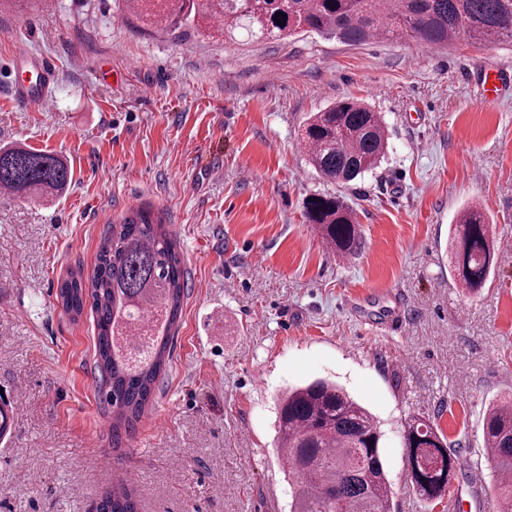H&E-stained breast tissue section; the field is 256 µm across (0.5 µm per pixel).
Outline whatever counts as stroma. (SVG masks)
I'll return each instance as SVG.
<instances>
[{
	"label": "stroma",
	"mask_w": 512,
	"mask_h": 512,
	"mask_svg": "<svg viewBox=\"0 0 512 512\" xmlns=\"http://www.w3.org/2000/svg\"><path fill=\"white\" fill-rule=\"evenodd\" d=\"M20 44L54 64L50 111L13 101ZM488 66L508 77L482 105ZM347 97L380 112L389 140L377 169L338 185L309 166L301 129ZM0 146L73 171L57 196L0 195V512H94L120 487L139 512H289L278 402L316 379L380 421L394 512H426L405 476L411 416L481 470H457L456 512H497L482 425L512 392V47L228 40L147 28L122 0H21L0 8ZM316 194L353 209L358 253L331 252L308 224ZM468 205L502 241L476 296L448 255ZM142 207L164 214L190 288L169 373L116 446L93 319L63 314L56 289L92 272L109 224ZM95 455L110 467L88 466Z\"/></svg>",
	"instance_id": "35a3bbf8"
}]
</instances>
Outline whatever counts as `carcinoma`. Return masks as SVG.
<instances>
[{
	"mask_svg": "<svg viewBox=\"0 0 512 512\" xmlns=\"http://www.w3.org/2000/svg\"><path fill=\"white\" fill-rule=\"evenodd\" d=\"M128 10L157 30L204 23L235 39H285L300 32L360 44L375 38L443 46L455 40L512 45V0H127ZM286 16L282 24L275 14ZM302 142L323 180L350 182L375 169L388 147L380 113L349 98L311 114ZM72 169L59 156L0 148V188L32 198L64 189ZM306 219L341 255L362 243L361 225L338 196L318 194ZM455 281L471 295L488 279L498 241L482 209L467 206L449 230ZM188 282L175 240L162 217L136 210L108 227L93 272L79 270L59 285L62 311L95 322L98 394L112 412V439L134 436L172 357V331ZM407 477L417 496L435 507L450 492L457 450L431 421L401 426ZM379 421L343 387L316 380L294 387L278 405V447L288 452L290 512H391L392 485L381 456ZM486 460L501 512H512V397L489 404L483 420ZM95 512H136L125 491L101 497Z\"/></svg>",
	"mask_w": 512,
	"mask_h": 512,
	"instance_id": "obj_1",
	"label": "carcinoma"
}]
</instances>
